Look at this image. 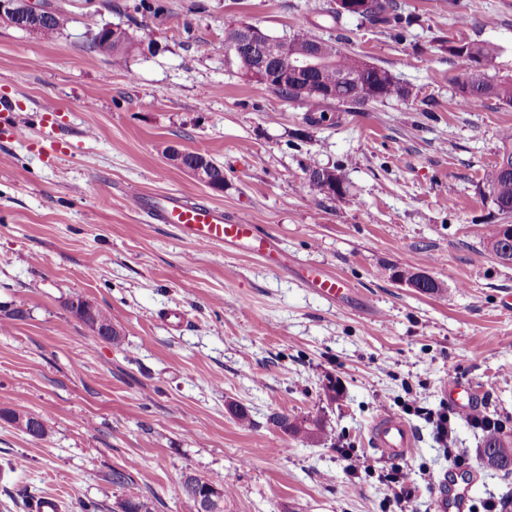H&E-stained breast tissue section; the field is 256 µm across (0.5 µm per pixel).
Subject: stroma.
I'll return each instance as SVG.
<instances>
[{"instance_id": "35a3bbf8", "label": "stroma", "mask_w": 512, "mask_h": 512, "mask_svg": "<svg viewBox=\"0 0 512 512\" xmlns=\"http://www.w3.org/2000/svg\"><path fill=\"white\" fill-rule=\"evenodd\" d=\"M67 19L53 39L0 22V512L26 496H58L63 512L92 500L112 512L109 476L126 469L152 512H195L184 474L226 481L224 512H435L451 475L428 413L455 380L512 435V265L482 242L504 223L482 178L512 129V106L454 109L463 59L451 42L499 47L484 69L512 79V0H396L402 23L333 24L334 0H37ZM127 29L143 52L109 59L89 48V21ZM243 20L272 36L304 25L410 85V99L308 109L246 80L225 46ZM54 105L44 121L42 104ZM198 152L224 167V188L198 182L165 155ZM340 169L345 196L301 191L314 168ZM133 189L178 191L223 207L288 255L274 267L221 246L199 248L150 224ZM421 267L444 284L428 295L392 281ZM319 268L347 289L330 300L300 277ZM110 313L123 340L71 315L75 296ZM185 315L181 328L162 319ZM335 381L336 399L324 391ZM418 412H406L408 402ZM246 410L241 422L235 408ZM46 418L32 438L6 413ZM318 417L329 436L307 444L268 423ZM384 415L414 433L399 459L413 490L404 509L378 477L390 460L370 444ZM482 434L455 424L469 512L512 493L482 467ZM360 457L348 474L345 452Z\"/></svg>"}]
</instances>
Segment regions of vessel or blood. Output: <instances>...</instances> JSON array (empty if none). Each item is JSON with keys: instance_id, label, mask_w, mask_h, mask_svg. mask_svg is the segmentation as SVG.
Returning a JSON list of instances; mask_svg holds the SVG:
<instances>
[{"instance_id": "vessel-or-blood-1", "label": "vessel or blood", "mask_w": 512, "mask_h": 512, "mask_svg": "<svg viewBox=\"0 0 512 512\" xmlns=\"http://www.w3.org/2000/svg\"><path fill=\"white\" fill-rule=\"evenodd\" d=\"M131 207L150 222L172 225L178 233L199 247L234 245L262 260L284 263L283 254L274 243L258 235L253 225L242 219H228L219 206L192 203L177 192L151 194L143 191L129 193ZM303 280L319 294L334 299L344 292V282L321 270H306ZM374 448L391 457L406 456L413 445L409 426L395 416L383 417L371 433ZM469 497L460 480L440 481L436 499L437 512H466Z\"/></svg>"}]
</instances>
